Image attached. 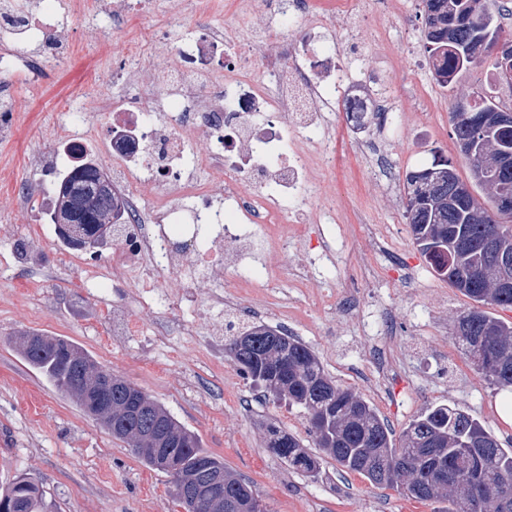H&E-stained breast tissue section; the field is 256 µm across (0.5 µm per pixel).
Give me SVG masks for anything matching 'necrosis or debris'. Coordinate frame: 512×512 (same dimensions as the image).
<instances>
[{"mask_svg": "<svg viewBox=\"0 0 512 512\" xmlns=\"http://www.w3.org/2000/svg\"><path fill=\"white\" fill-rule=\"evenodd\" d=\"M280 25H298L300 41H280L268 67L273 81L256 76L243 40L227 27H208L183 39L161 80H134L141 54L130 50L116 69L112 95V192L119 221L107 261L94 265V287L128 291V306H143L162 320L175 301H193L208 285L216 314L236 307L225 297L227 276L253 287L256 243L278 240L307 223L306 188L321 146L324 109L343 95L349 125L387 117L389 106L361 86L321 83L316 69L335 67L342 52L310 0H274ZM62 7L33 6L0 12V36L13 43H45L67 30ZM54 42V41H51ZM58 53L68 49L54 42ZM99 136L87 112L61 115L56 163L81 157L97 162L87 146ZM156 188L143 206L146 187ZM172 278L178 297L162 287Z\"/></svg>", "mask_w": 512, "mask_h": 512, "instance_id": "necrosis-or-debris-1", "label": "necrosis or debris"}]
</instances>
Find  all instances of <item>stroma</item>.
Listing matches in <instances>:
<instances>
[{"label": "stroma", "mask_w": 512, "mask_h": 512, "mask_svg": "<svg viewBox=\"0 0 512 512\" xmlns=\"http://www.w3.org/2000/svg\"><path fill=\"white\" fill-rule=\"evenodd\" d=\"M151 2L150 13L127 27L106 17L90 33L73 18L62 57L42 56L33 43L21 47L20 55L41 59L40 77L0 73V489L26 476L43 485L57 512H180L167 475L146 468L24 362L15 338L34 330L69 338L162 403L207 452L253 483L265 512H442L443 503L407 499L337 470L327 457L319 478H309L268 448L273 425L313 450L308 417L265 398L223 343L207 349L181 335L179 322L197 320L208 287L198 288L194 303L172 322L135 309L136 333L111 343L112 309L124 303V290L85 287V252H65L62 242L39 232L42 185L55 173L34 165L33 151L51 155L61 113L90 109L93 93L108 91L129 39L166 44V54L148 55L144 63L147 73L159 75L186 31L209 24L243 34L273 28L270 0H214L204 18L184 12V0ZM323 21L344 50V82L383 94L393 109L366 133L385 142L387 155L369 163L343 119V103L328 106L305 240L284 237L259 253L257 272L270 264L282 269L274 288L224 294L258 310V323L273 328L278 302L287 300L295 308L288 323L293 335L335 384L369 402L394 433L426 408L445 404L474 415L500 440L511 439L500 389L458 345L455 325L471 302L434 272L405 218L406 171L430 164L437 152L457 158L450 107L485 88L491 66L462 75L453 87L438 85L424 53L421 0H381L378 11L360 7L345 19L324 14ZM377 28L383 39L368 42ZM23 185L30 195L22 203L15 189ZM329 194L336 197L332 212L322 207ZM298 275L304 287H295ZM346 299L359 304L357 315L343 314Z\"/></svg>", "instance_id": "1"}]
</instances>
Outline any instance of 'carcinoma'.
Here are the masks:
<instances>
[{
  "label": "carcinoma",
  "mask_w": 512,
  "mask_h": 512,
  "mask_svg": "<svg viewBox=\"0 0 512 512\" xmlns=\"http://www.w3.org/2000/svg\"><path fill=\"white\" fill-rule=\"evenodd\" d=\"M424 48L436 82L446 87L455 79L483 64L489 57L484 41L504 36L498 16L489 11L484 0H422ZM488 89L476 92L471 111L503 110L496 89L509 85L497 73ZM455 142H475L476 150L486 151L505 140L512 141V129L480 131L452 121ZM466 163V176L472 189L481 188L487 196L466 199L447 218L436 206L428 186L443 182L448 191V171L461 177L455 164L439 168L423 166L406 174V183L421 181V189L407 196L406 216L413 240L422 236L448 239L455 247L462 235L480 238L499 229L512 231V213L505 215L497 207V188L477 176L475 158L458 150ZM487 217L485 222L472 220L471 203ZM112 190L104 183L101 170L80 165L60 185L53 213L56 222L67 224L85 240L95 243L112 238ZM482 256L457 252L454 270L448 284L470 301L487 306H512V288H497L486 280L474 288L464 286L460 277L481 265ZM24 332L18 337L19 353L24 361L41 374L57 391L74 398L82 413L104 427L112 438L125 443L149 469L164 474L152 446L141 437L147 424L155 423L170 436V456L177 473L195 479L201 471L224 474V495L246 492L258 512H264L252 489V482L224 468V460L202 448L199 436L185 427L162 404L146 397L151 406L150 420H137L123 412L129 396L141 389L118 378L112 381V415L92 409L94 384L85 379L83 370L98 362L82 347L61 336L40 334L42 347L33 351L24 343ZM285 343L272 349L263 344L246 352V359H234L239 370L277 401L303 409L309 416L310 435L321 453L336 461L348 472L365 476L376 485H385L399 494L420 502L449 503L448 512H512V448H504L498 438L468 412L449 405L427 409L413 419L394 439L393 430L367 401L349 390L339 388L324 372L315 353L298 339L280 333ZM461 351L476 370L501 390L512 391V322H505L483 310L468 312L458 323ZM500 352L498 366L482 362L487 346ZM268 447L288 466L316 479L320 475V457L303 449L299 440L274 426L268 430ZM13 512H55V503L28 477H17L0 492V503Z\"/></svg>",
  "instance_id": "carcinoma-1"
}]
</instances>
